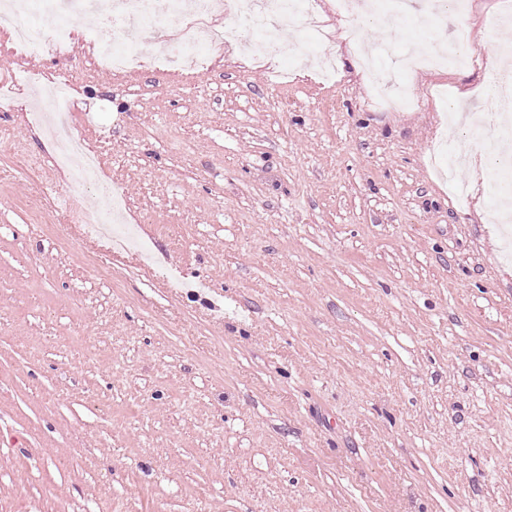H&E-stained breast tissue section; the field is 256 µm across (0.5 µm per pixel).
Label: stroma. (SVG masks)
<instances>
[{
  "instance_id": "35a3bbf8",
  "label": "stroma",
  "mask_w": 512,
  "mask_h": 512,
  "mask_svg": "<svg viewBox=\"0 0 512 512\" xmlns=\"http://www.w3.org/2000/svg\"><path fill=\"white\" fill-rule=\"evenodd\" d=\"M318 4L326 43L296 25L263 60L248 33L195 79L91 66L97 15L40 0L25 22L70 27L72 56L0 44V77L45 76L0 105L40 169L0 156V512H512V222L456 110L491 88L512 0L444 26L423 0L385 27ZM347 20L364 56L336 50ZM457 23L476 62L397 69ZM370 67L421 106L383 107ZM68 71L99 152L78 179L23 114ZM101 175L123 249L66 216Z\"/></svg>"
}]
</instances>
